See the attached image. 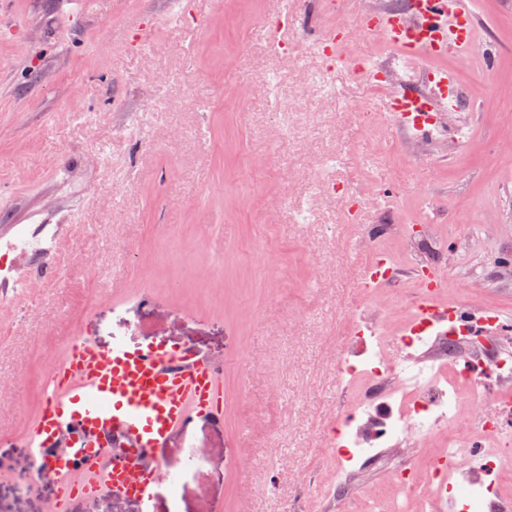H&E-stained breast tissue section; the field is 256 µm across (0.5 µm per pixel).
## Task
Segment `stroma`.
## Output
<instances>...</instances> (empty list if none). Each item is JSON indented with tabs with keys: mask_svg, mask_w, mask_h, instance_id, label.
I'll return each instance as SVG.
<instances>
[{
	"mask_svg": "<svg viewBox=\"0 0 512 512\" xmlns=\"http://www.w3.org/2000/svg\"><path fill=\"white\" fill-rule=\"evenodd\" d=\"M376 2L86 0L73 17L62 0H6L19 27L0 31V256L16 229L42 224L72 260L61 272L56 251L28 252L33 290L0 303V512H48L54 486L32 478L21 437L49 367L85 333L103 349L121 339L210 356L235 343L245 357L224 364L223 419L194 416L160 449L177 487L156 489L154 512H387L395 471L429 477L447 434L367 466L315 447L355 412L336 376L350 314L400 335L418 288L398 242L385 299L357 290L371 225L431 221L445 295L512 316V270L498 265L512 254V0H477L491 61L463 66L441 47L399 72L419 85L457 71L459 100L438 121L464 129L459 142L377 120L389 85L353 57L328 87L304 83L334 31L385 58L357 27ZM277 36L286 55L268 51ZM479 83L491 103L476 108ZM324 169L343 195L312 192ZM339 478L341 493L323 497Z\"/></svg>",
	"mask_w": 512,
	"mask_h": 512,
	"instance_id": "1",
	"label": "stroma"
}]
</instances>
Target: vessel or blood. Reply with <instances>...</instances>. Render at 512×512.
I'll return each instance as SVG.
<instances>
[{"instance_id":"b4317fda","label":"vessel or blood","mask_w":512,"mask_h":512,"mask_svg":"<svg viewBox=\"0 0 512 512\" xmlns=\"http://www.w3.org/2000/svg\"><path fill=\"white\" fill-rule=\"evenodd\" d=\"M475 0H420L413 24L391 17H361L360 31L384 39L398 51L403 65L416 66L427 59L438 38L448 37V49L460 58L480 47L483 59H491L490 45H478L474 33ZM431 88L422 91L408 83L390 90L382 109L389 121L421 135L429 134L426 113L440 102L455 100L457 79L448 70L429 74ZM384 258L367 265L359 285L366 291L385 284ZM444 271L422 280L412 304L408 328L442 327L449 317L459 323L482 327L487 315L503 321V313H490L468 300L442 296ZM224 364L186 350L173 353L162 343L136 348L117 341L103 349L89 335L74 338L64 357L46 381L47 394L34 425L25 434L34 468L48 465L57 473L54 512H68L78 498L96 495L108 482L136 501L141 512H151L155 488L170 476L158 457L172 434L186 427L193 414L221 418L223 414ZM512 417V387L499 391L488 411L464 424L466 448L458 462L468 474H476L489 417ZM133 448L135 458H113L102 467V448Z\"/></svg>"}]
</instances>
